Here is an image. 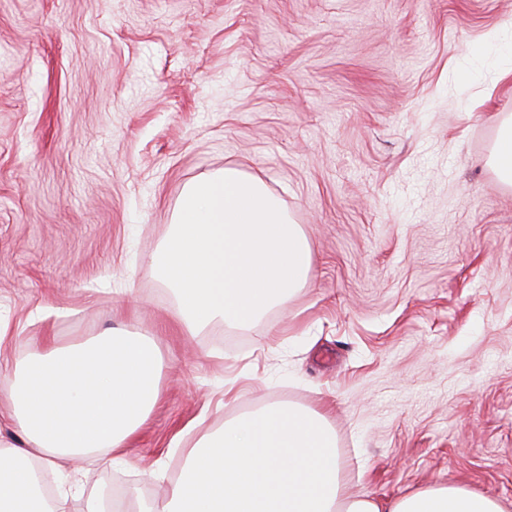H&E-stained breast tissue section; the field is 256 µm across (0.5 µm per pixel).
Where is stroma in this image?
<instances>
[{"label": "stroma", "instance_id": "obj_1", "mask_svg": "<svg viewBox=\"0 0 512 512\" xmlns=\"http://www.w3.org/2000/svg\"><path fill=\"white\" fill-rule=\"evenodd\" d=\"M512 0H0L5 355L156 328L159 401L128 462L161 499L192 444L277 402L324 411L351 492L460 485L512 512ZM468 79H460V72ZM235 167L311 245L245 327L182 338L151 258L187 184ZM494 162L503 182L512 184V125L504 122L502 133L496 144Z\"/></svg>", "mask_w": 512, "mask_h": 512}]
</instances>
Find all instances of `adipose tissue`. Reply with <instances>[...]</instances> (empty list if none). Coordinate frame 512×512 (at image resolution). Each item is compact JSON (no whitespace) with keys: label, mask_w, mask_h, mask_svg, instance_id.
I'll list each match as a JSON object with an SVG mask.
<instances>
[{"label":"adipose tissue","mask_w":512,"mask_h":512,"mask_svg":"<svg viewBox=\"0 0 512 512\" xmlns=\"http://www.w3.org/2000/svg\"><path fill=\"white\" fill-rule=\"evenodd\" d=\"M152 331H106L74 347L44 339L12 370L5 392L23 444H0V512H68L70 487L43 501L33 464L110 451L138 433L159 398L162 361ZM138 512H502L459 485H429L387 502L352 493L327 416L270 404L238 415L190 449L166 502Z\"/></svg>","instance_id":"obj_1"}]
</instances>
